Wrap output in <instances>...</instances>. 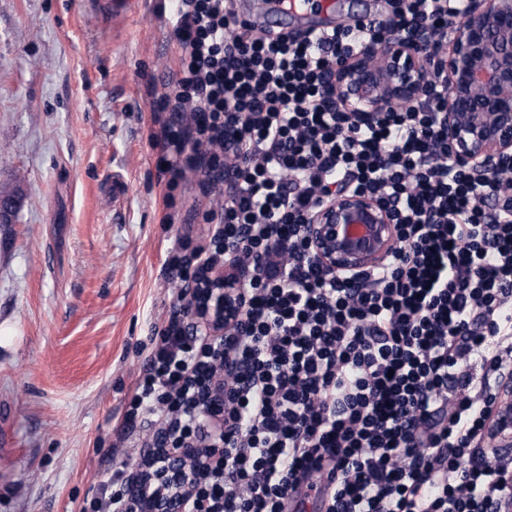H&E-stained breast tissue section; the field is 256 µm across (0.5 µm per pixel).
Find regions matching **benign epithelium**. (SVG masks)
<instances>
[{
	"instance_id": "benign-epithelium-1",
	"label": "benign epithelium",
	"mask_w": 512,
	"mask_h": 512,
	"mask_svg": "<svg viewBox=\"0 0 512 512\" xmlns=\"http://www.w3.org/2000/svg\"><path fill=\"white\" fill-rule=\"evenodd\" d=\"M427 37L394 35L385 41L363 40L357 52L327 77L336 103L370 123L390 109L422 101L437 80L448 89L442 106L448 152L478 182L488 174L512 173V0H464L437 52L420 51ZM304 234L324 270L352 285L363 273L385 265L395 253L398 236L389 209L371 195L345 191L309 215ZM252 275L249 265L232 262L224 274L217 314L205 315L210 326L243 329L241 288ZM213 281L192 283L188 295L205 303ZM496 417L499 445L512 446V404L502 402ZM199 448L141 450V463L123 492L128 512H185L187 471ZM149 479L159 492H141Z\"/></svg>"
}]
</instances>
